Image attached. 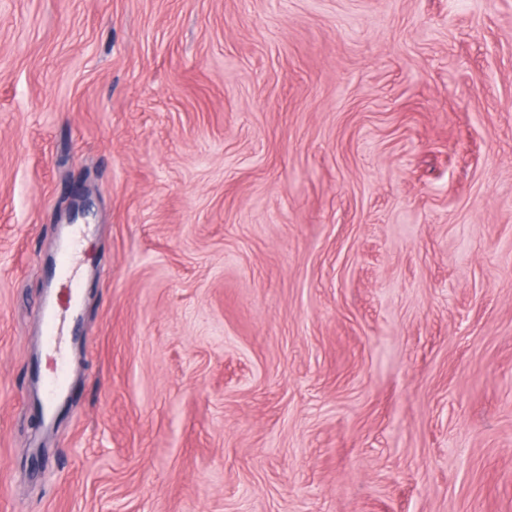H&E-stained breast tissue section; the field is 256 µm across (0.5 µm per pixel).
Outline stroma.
<instances>
[{
    "label": "stroma",
    "instance_id": "obj_1",
    "mask_svg": "<svg viewBox=\"0 0 512 512\" xmlns=\"http://www.w3.org/2000/svg\"><path fill=\"white\" fill-rule=\"evenodd\" d=\"M0 512H512V0H0ZM88 224H75L69 230L66 245L59 251L55 261L54 274L67 290V305L62 307L52 301L41 307V321L46 345L56 354L59 367L54 374L46 378L44 414L47 420L53 417L56 406L65 393L67 379L64 373L66 365V328L69 324L68 311L73 317L76 302L79 300L81 284L77 278L75 259L78 245L86 233Z\"/></svg>",
    "mask_w": 512,
    "mask_h": 512
}]
</instances>
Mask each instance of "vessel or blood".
Listing matches in <instances>:
<instances>
[{"instance_id": "vessel-or-blood-1", "label": "vessel or blood", "mask_w": 512, "mask_h": 512, "mask_svg": "<svg viewBox=\"0 0 512 512\" xmlns=\"http://www.w3.org/2000/svg\"><path fill=\"white\" fill-rule=\"evenodd\" d=\"M86 232L85 225L77 224L69 230L67 242L59 251L55 261L54 274L64 284L67 290L66 305L50 302L41 307V321L46 345L55 353L58 362L66 360V328L69 323L68 313L74 310L80 297L81 285L77 278L75 259L78 245ZM67 385L63 370L56 372L46 379L44 414L53 416L56 406L63 396Z\"/></svg>"}]
</instances>
